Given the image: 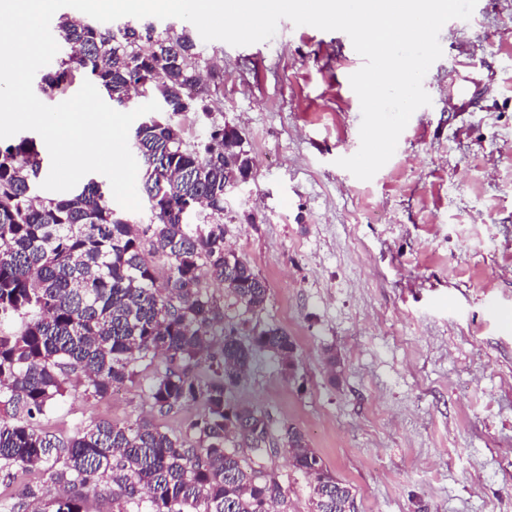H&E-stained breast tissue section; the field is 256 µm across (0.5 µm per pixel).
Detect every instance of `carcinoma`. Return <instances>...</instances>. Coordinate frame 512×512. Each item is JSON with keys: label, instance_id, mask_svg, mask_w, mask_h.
Wrapping results in <instances>:
<instances>
[{"label": "carcinoma", "instance_id": "cac0c4a2", "mask_svg": "<svg viewBox=\"0 0 512 512\" xmlns=\"http://www.w3.org/2000/svg\"><path fill=\"white\" fill-rule=\"evenodd\" d=\"M55 28L67 52L41 72L43 93L64 95L83 79L125 109L157 98L165 116L146 114L131 136L148 224L112 205L103 181L42 194L37 139L0 144V466L45 467L52 480L76 489L53 500L51 512H82L80 490L101 483L113 502H134L136 512H274L265 482L276 476L234 445L246 431L262 452L269 419L234 404L229 391L258 352L293 369L296 346L273 327L240 340L200 289L206 273L248 310L266 300L249 263L224 251L220 219L231 188L224 155L242 151V136L224 148V123L207 104L189 30L99 28L69 15ZM191 112L207 119L192 143L184 137ZM201 214L213 221L194 222ZM156 255L169 261L162 280ZM159 354L167 363L149 386L152 418L93 421L67 439L33 424L64 394L58 371L70 368L85 395L103 398ZM187 402L200 412L185 433L163 430L158 420ZM283 447L312 485L313 512H351L353 487L324 466L301 430L288 427Z\"/></svg>", "mask_w": 512, "mask_h": 512}]
</instances>
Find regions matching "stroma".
Masks as SVG:
<instances>
[{
  "instance_id": "35a3bbf8",
  "label": "stroma",
  "mask_w": 512,
  "mask_h": 512,
  "mask_svg": "<svg viewBox=\"0 0 512 512\" xmlns=\"http://www.w3.org/2000/svg\"><path fill=\"white\" fill-rule=\"evenodd\" d=\"M439 42L423 81L431 105L368 181L336 164L360 147L349 77L364 60L346 33L284 19L264 42L197 43L220 73L208 83L216 117L254 162L226 195L224 248L268 294L248 311L209 278L201 288L242 340L275 327L297 348L294 370L261 353L230 390L270 421L262 463L281 512H312L282 448L290 425L353 487L355 512H512V0H478ZM163 366H140L102 399L62 374L65 395L37 424L66 438L82 423L138 421ZM31 483L41 512L67 493L42 470L0 469V502L22 501Z\"/></svg>"
}]
</instances>
